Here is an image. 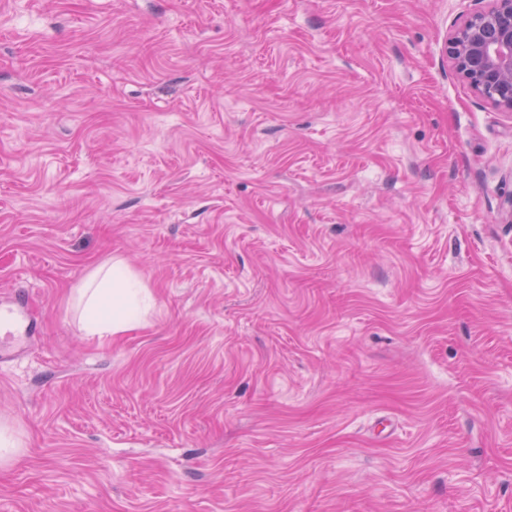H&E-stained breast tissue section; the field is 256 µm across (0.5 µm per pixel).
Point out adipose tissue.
<instances>
[{
  "label": "adipose tissue",
  "instance_id": "obj_1",
  "mask_svg": "<svg viewBox=\"0 0 512 512\" xmlns=\"http://www.w3.org/2000/svg\"><path fill=\"white\" fill-rule=\"evenodd\" d=\"M151 293L141 276L121 260L98 267L79 290L83 329L104 341L141 324Z\"/></svg>",
  "mask_w": 512,
  "mask_h": 512
}]
</instances>
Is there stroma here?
Wrapping results in <instances>:
<instances>
[{
	"mask_svg": "<svg viewBox=\"0 0 512 512\" xmlns=\"http://www.w3.org/2000/svg\"><path fill=\"white\" fill-rule=\"evenodd\" d=\"M488 0H0V512H512ZM121 259L146 324L85 336ZM448 37L452 70L491 105L512 112V0H489ZM37 334V323L32 318L27 304L19 297L6 305L0 303V363L15 358L24 348L25 342ZM2 336H4L2 338Z\"/></svg>",
	"mask_w": 512,
	"mask_h": 512,
	"instance_id": "35a3bbf8",
	"label": "stroma"
}]
</instances>
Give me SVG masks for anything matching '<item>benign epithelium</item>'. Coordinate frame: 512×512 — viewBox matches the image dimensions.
<instances>
[{"label": "benign epithelium", "mask_w": 512, "mask_h": 512, "mask_svg": "<svg viewBox=\"0 0 512 512\" xmlns=\"http://www.w3.org/2000/svg\"><path fill=\"white\" fill-rule=\"evenodd\" d=\"M444 53L479 95L512 112V0H489L449 35Z\"/></svg>", "instance_id": "1"}]
</instances>
